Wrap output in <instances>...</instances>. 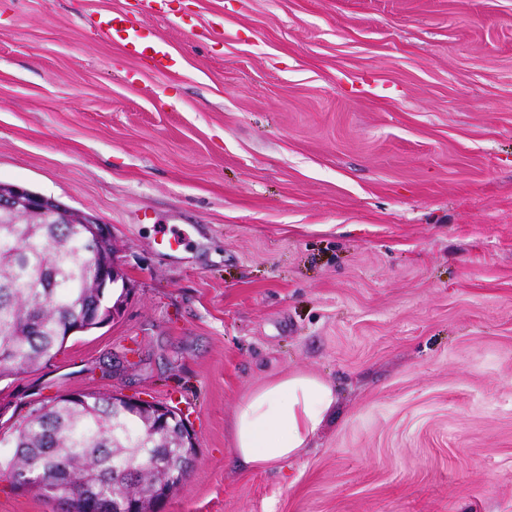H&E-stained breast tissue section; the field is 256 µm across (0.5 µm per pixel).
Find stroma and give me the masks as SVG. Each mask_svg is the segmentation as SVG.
I'll use <instances>...</instances> for the list:
<instances>
[{
	"label": "stroma",
	"instance_id": "obj_1",
	"mask_svg": "<svg viewBox=\"0 0 512 512\" xmlns=\"http://www.w3.org/2000/svg\"><path fill=\"white\" fill-rule=\"evenodd\" d=\"M0 181L98 216L129 289L0 380V434L141 398L197 450L155 512H512V0H0ZM290 370L334 415L239 469V397ZM96 28L110 41L120 44L129 57L151 60L158 72H171L178 67V60L168 47L159 40L142 35L127 12L98 13Z\"/></svg>",
	"mask_w": 512,
	"mask_h": 512
}]
</instances>
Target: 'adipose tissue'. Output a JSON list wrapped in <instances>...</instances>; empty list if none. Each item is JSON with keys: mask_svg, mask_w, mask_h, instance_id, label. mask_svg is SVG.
<instances>
[{"mask_svg": "<svg viewBox=\"0 0 512 512\" xmlns=\"http://www.w3.org/2000/svg\"><path fill=\"white\" fill-rule=\"evenodd\" d=\"M335 408V389L306 372H287L249 389L232 423L239 464L260 472L300 455Z\"/></svg>", "mask_w": 512, "mask_h": 512, "instance_id": "obj_1", "label": "adipose tissue"}]
</instances>
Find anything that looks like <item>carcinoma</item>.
I'll use <instances>...</instances> for the list:
<instances>
[{"instance_id":"obj_1","label":"carcinoma","mask_w":512,"mask_h":512,"mask_svg":"<svg viewBox=\"0 0 512 512\" xmlns=\"http://www.w3.org/2000/svg\"><path fill=\"white\" fill-rule=\"evenodd\" d=\"M112 238H87L83 224L0 223V378L57 357L80 317L97 329L127 296L104 288L93 252ZM183 427L159 424L136 404L96 393L59 395L29 409L11 434L0 478L60 505V512H148L183 484L193 460Z\"/></svg>"}]
</instances>
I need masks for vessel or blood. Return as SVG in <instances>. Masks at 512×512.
<instances>
[{"mask_svg":"<svg viewBox=\"0 0 512 512\" xmlns=\"http://www.w3.org/2000/svg\"><path fill=\"white\" fill-rule=\"evenodd\" d=\"M96 28L110 41L120 44L129 57L151 60L159 72H171L178 67V60L168 47L161 41L142 35L128 13H98Z\"/></svg>","mask_w":512,"mask_h":512,"instance_id":"obj_1","label":"vessel or blood"}]
</instances>
